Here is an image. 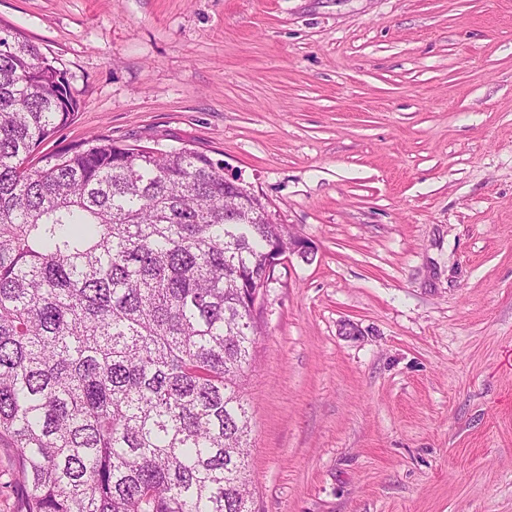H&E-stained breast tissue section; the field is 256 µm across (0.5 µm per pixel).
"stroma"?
Returning <instances> with one entry per match:
<instances>
[{
	"label": "stroma",
	"instance_id": "35a3bbf8",
	"mask_svg": "<svg viewBox=\"0 0 512 512\" xmlns=\"http://www.w3.org/2000/svg\"><path fill=\"white\" fill-rule=\"evenodd\" d=\"M103 134L312 251L249 375L253 512H512V0H0Z\"/></svg>",
	"mask_w": 512,
	"mask_h": 512
}]
</instances>
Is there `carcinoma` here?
<instances>
[{
    "label": "carcinoma",
    "mask_w": 512,
    "mask_h": 512,
    "mask_svg": "<svg viewBox=\"0 0 512 512\" xmlns=\"http://www.w3.org/2000/svg\"><path fill=\"white\" fill-rule=\"evenodd\" d=\"M0 25V443L21 512H252L254 298L288 225L193 148L94 134Z\"/></svg>",
    "instance_id": "carcinoma-1"
}]
</instances>
